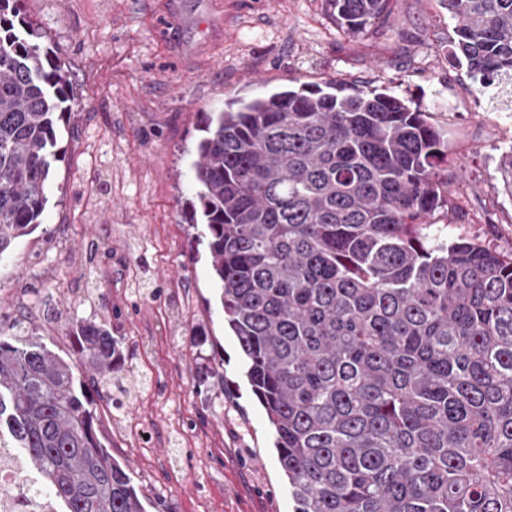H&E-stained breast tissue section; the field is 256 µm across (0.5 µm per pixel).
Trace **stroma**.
<instances>
[{"label":"stroma","mask_w":512,"mask_h":512,"mask_svg":"<svg viewBox=\"0 0 512 512\" xmlns=\"http://www.w3.org/2000/svg\"><path fill=\"white\" fill-rule=\"evenodd\" d=\"M21 12L66 71L71 110L41 224L0 261V322L24 318L71 357V317L108 321L133 372L104 431L148 512H294L209 251L186 222L203 114L330 78L403 98L448 140L449 238L511 253L497 164L512 112L494 111L449 61L443 0H392L357 34L323 0H22ZM198 328L224 351L223 378L204 387Z\"/></svg>","instance_id":"obj_1"}]
</instances>
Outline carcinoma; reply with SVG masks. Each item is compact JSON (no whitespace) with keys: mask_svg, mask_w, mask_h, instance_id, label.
Instances as JSON below:
<instances>
[{"mask_svg":"<svg viewBox=\"0 0 512 512\" xmlns=\"http://www.w3.org/2000/svg\"><path fill=\"white\" fill-rule=\"evenodd\" d=\"M0 0V260L40 224L69 84ZM391 0H324L358 33ZM450 56L512 95V0H443ZM204 237L244 377L294 512H512V254L448 240V140L429 113L339 80L203 116ZM498 171L512 193V149ZM79 360L0 330V444L64 512H147L99 406L128 370L106 321L71 318ZM198 383L224 377L217 348Z\"/></svg>","mask_w":512,"mask_h":512,"instance_id":"1","label":"carcinoma"}]
</instances>
